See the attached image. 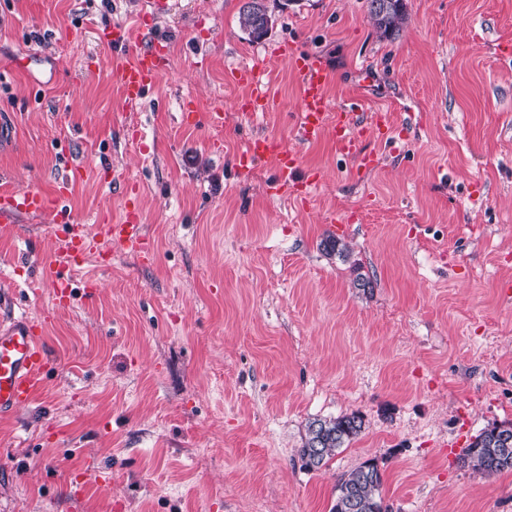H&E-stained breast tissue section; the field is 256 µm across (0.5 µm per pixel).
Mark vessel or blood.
<instances>
[{"label":"vessel or blood","instance_id":"obj_1","mask_svg":"<svg viewBox=\"0 0 512 512\" xmlns=\"http://www.w3.org/2000/svg\"><path fill=\"white\" fill-rule=\"evenodd\" d=\"M97 37L115 48L111 75L119 86L125 106H136L169 64L166 42L152 37L144 47L129 54L125 51L122 25L99 28ZM282 55L300 79L297 126L302 140L312 142L323 134H330L344 154L359 158L364 165H372L374 159L363 152L361 133L351 123V114L358 108V101L353 100L343 106L331 105L329 101L327 63L320 56L291 45L283 47ZM230 78L250 88L249 97L244 103L238 104V111L251 116L276 109L277 102L259 69L237 68L231 71ZM258 158H270L276 163V175L267 186L270 194H280L295 184L299 159L294 151L275 139L259 137L249 142L240 163L245 166ZM122 190L127 198L124 214L114 222L103 224L101 231L113 245L138 256L142 261H152L154 250L133 199L135 189L126 184ZM23 215H46L64 226L67 260L62 265L52 263L42 266L40 279L52 288L55 304L70 303L72 288L69 280L63 277L62 269L80 266L93 249L94 238L77 232V217L38 189L27 187L1 191L0 223H13ZM49 363L50 355L37 324L24 316L10 317L0 322V415L15 412L33 400Z\"/></svg>","mask_w":512,"mask_h":512}]
</instances>
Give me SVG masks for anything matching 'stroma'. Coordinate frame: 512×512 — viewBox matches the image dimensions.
I'll return each instance as SVG.
<instances>
[{
  "label": "stroma",
  "instance_id": "1",
  "mask_svg": "<svg viewBox=\"0 0 512 512\" xmlns=\"http://www.w3.org/2000/svg\"><path fill=\"white\" fill-rule=\"evenodd\" d=\"M245 2L148 17L143 0H0V172L52 199L83 164L64 203L98 243L59 309L38 274L63 254L60 227L0 223V295L52 358L34 401L0 417V512H330L367 461L389 512H512V471L474 472L455 445L512 423V0H405L393 39L366 0H264L258 41ZM115 23L130 49L169 44L133 111L96 39ZM288 41L328 60L332 102L368 83L354 122L373 168L299 140ZM254 63L277 109L248 117L227 74ZM219 101L224 126L208 128ZM264 135L317 184L269 195V158L241 174ZM116 175L136 188L150 263L101 235L124 212ZM333 221L347 257L322 246ZM352 413L358 438L305 470L308 421ZM271 15L263 0H250L245 3L239 14V24L243 31L253 39H261L271 25Z\"/></svg>",
  "mask_w": 512,
  "mask_h": 512
}]
</instances>
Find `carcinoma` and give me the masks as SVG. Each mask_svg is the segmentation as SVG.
<instances>
[{
    "mask_svg": "<svg viewBox=\"0 0 512 512\" xmlns=\"http://www.w3.org/2000/svg\"><path fill=\"white\" fill-rule=\"evenodd\" d=\"M375 2L367 0V11L376 32L384 37L395 36L406 19L404 0H388L389 9L384 14L374 7ZM271 23V15L263 0H249L243 5L239 24L250 37L262 38ZM362 429L363 419L357 414L308 422L299 449L304 468L311 471L324 466ZM461 461L472 470L487 475L512 470V424L493 425L482 430L464 448ZM382 485L378 467L370 461L363 463L340 478L330 512H388V507L383 504Z\"/></svg>",
    "mask_w": 512,
    "mask_h": 512,
    "instance_id": "1",
    "label": "carcinoma"
}]
</instances>
